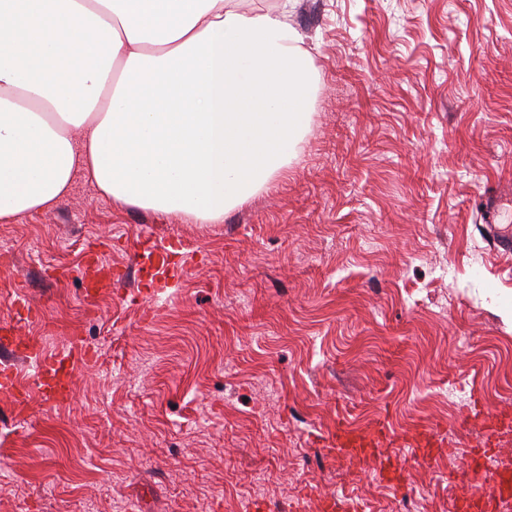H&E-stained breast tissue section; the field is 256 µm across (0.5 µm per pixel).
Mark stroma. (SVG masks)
Wrapping results in <instances>:
<instances>
[{
    "mask_svg": "<svg viewBox=\"0 0 512 512\" xmlns=\"http://www.w3.org/2000/svg\"><path fill=\"white\" fill-rule=\"evenodd\" d=\"M312 54L309 128L286 173L219 224L114 206L77 177L0 223V324L99 352L72 398L16 417L0 399V512H273L338 497L356 512H454L482 445L462 415L512 406V0H297ZM149 227L192 268L133 299ZM96 259L112 289L87 298ZM25 294L36 314L19 319ZM385 421L388 482L331 459L337 418ZM446 428L422 465L407 439Z\"/></svg>",
    "mask_w": 512,
    "mask_h": 512,
    "instance_id": "35a3bbf8",
    "label": "stroma"
}]
</instances>
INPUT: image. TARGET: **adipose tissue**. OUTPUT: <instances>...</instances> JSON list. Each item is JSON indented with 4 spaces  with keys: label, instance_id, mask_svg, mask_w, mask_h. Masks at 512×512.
I'll return each instance as SVG.
<instances>
[{
    "label": "adipose tissue",
    "instance_id": "1",
    "mask_svg": "<svg viewBox=\"0 0 512 512\" xmlns=\"http://www.w3.org/2000/svg\"><path fill=\"white\" fill-rule=\"evenodd\" d=\"M292 0H0V221L83 175L114 205L223 221L310 120Z\"/></svg>",
    "mask_w": 512,
    "mask_h": 512
}]
</instances>
